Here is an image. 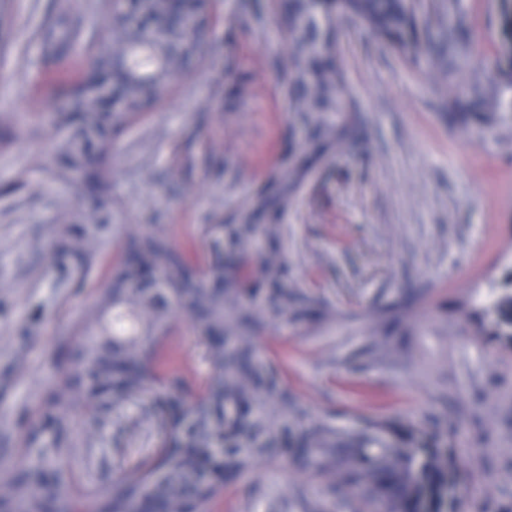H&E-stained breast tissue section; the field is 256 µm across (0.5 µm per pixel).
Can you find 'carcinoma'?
<instances>
[{
    "mask_svg": "<svg viewBox=\"0 0 512 512\" xmlns=\"http://www.w3.org/2000/svg\"><path fill=\"white\" fill-rule=\"evenodd\" d=\"M143 23L134 30L127 15H110L112 37L102 42L89 70L75 80L56 81L53 89L70 101L54 114V122L70 131L57 169L60 180L84 182L80 220L67 225L65 252L83 263L104 247L101 229L112 208L110 147L112 135L123 130L141 108L144 87L159 90L173 71L198 58L202 46L194 32L206 29L210 12L204 0H189L182 10L185 26L155 24L157 0H141ZM288 59L283 72L292 99L309 131L294 166L293 181L309 168L314 156L341 149L351 140L355 122L338 128L329 118L355 112L349 99L339 57L340 19L356 17L371 35L413 60L426 59L433 76L448 82L449 64L466 59L473 41L456 0H448L445 34L418 30L419 0H290ZM122 64L115 93L125 103L118 112L103 111V87L112 78V64ZM488 68L470 73L466 89L450 96L448 112L456 121L493 126L512 119V0H501L500 55ZM286 228L282 224L224 225V238L207 259L211 278L196 281L197 260L172 247L167 236L145 228L130 236L133 256L123 255L112 266L109 286L96 304L94 333L83 339L84 363L106 374L112 356V407L136 400L153 412L163 428L164 444L149 461L125 471L108 485L99 480L80 449L68 444L52 448L56 464L70 463L85 478L86 496L98 505L112 499L115 512L139 507L146 499L159 502L163 512H209L210 502L224 484L197 486L190 471L210 460L216 439H224V473L249 472L257 458H276L291 448H303L324 472L347 474L358 484L365 512H448V490L458 486L456 466L439 434L420 430L398 435L385 423L370 424L343 438L329 424L316 422L307 410L293 405L270 362L255 350L253 332L274 319L301 312L298 285L288 275L279 250ZM264 291L267 304L246 300ZM193 314L199 335L224 334V347H208L213 373L200 388L197 410L185 405L182 380L168 377L169 329L174 307ZM495 332L512 336V292L497 294L491 303ZM87 396L76 377L61 379L50 392L46 412L67 427L63 408L84 406ZM194 416L184 427L177 412ZM162 474V481L155 480ZM64 485L50 489L13 477L0 479V497L13 501L17 512H39L41 500Z\"/></svg>",
    "mask_w": 512,
    "mask_h": 512,
    "instance_id": "1",
    "label": "carcinoma"
}]
</instances>
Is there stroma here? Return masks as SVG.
<instances>
[{"label": "stroma", "instance_id": "stroma-1", "mask_svg": "<svg viewBox=\"0 0 512 512\" xmlns=\"http://www.w3.org/2000/svg\"><path fill=\"white\" fill-rule=\"evenodd\" d=\"M472 63L498 52L499 0H459ZM204 59L112 139V228L85 267L51 245L79 207L52 160L65 133L49 115L56 67L84 70L110 15L104 0H0V478L31 467L50 386L74 369L85 315L129 236L153 224L197 261L213 224L240 223L285 174L308 131L281 68L288 37L275 0H214ZM364 141L317 158L279 215L281 253L304 315L256 336L313 420L348 432L369 421L442 433L465 473L462 512H512V338L482 295L512 271V124L448 116L460 67L435 83L425 62L361 28L339 35ZM175 374L196 392L212 369L194 317L172 313ZM65 436L98 476L152 458L162 432L138 402L93 429L68 408ZM333 475L288 458L229 478L210 512H360Z\"/></svg>", "mask_w": 512, "mask_h": 512}]
</instances>
